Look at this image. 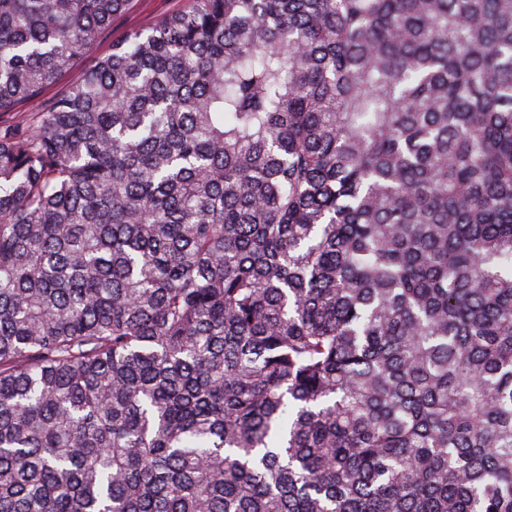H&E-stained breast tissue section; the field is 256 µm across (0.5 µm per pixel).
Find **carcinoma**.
Returning <instances> with one entry per match:
<instances>
[{
    "instance_id": "obj_1",
    "label": "carcinoma",
    "mask_w": 512,
    "mask_h": 512,
    "mask_svg": "<svg viewBox=\"0 0 512 512\" xmlns=\"http://www.w3.org/2000/svg\"><path fill=\"white\" fill-rule=\"evenodd\" d=\"M0 0V512H512V0ZM187 6L188 0H137L133 8L116 22L114 30L112 31V39L103 37L98 43L94 54L85 58L72 72L64 76L57 84L45 90L43 92V98L48 100L60 95L71 82L81 76L85 68L94 64L98 56L108 53L111 49L112 40L118 38L122 33L146 29L161 16L181 11Z\"/></svg>"
}]
</instances>
